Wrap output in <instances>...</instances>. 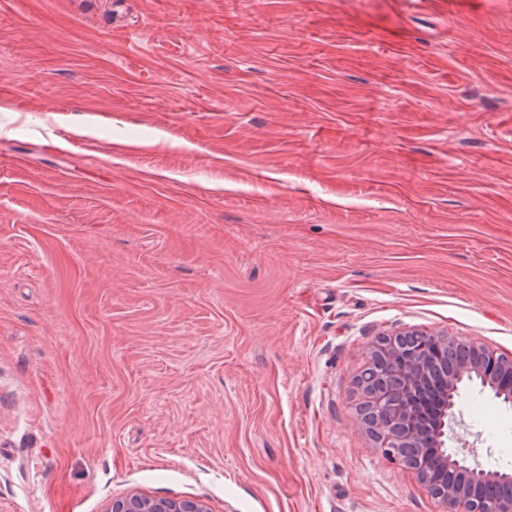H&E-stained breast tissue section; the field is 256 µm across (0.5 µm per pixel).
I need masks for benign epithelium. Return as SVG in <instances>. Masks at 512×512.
<instances>
[{
  "mask_svg": "<svg viewBox=\"0 0 512 512\" xmlns=\"http://www.w3.org/2000/svg\"><path fill=\"white\" fill-rule=\"evenodd\" d=\"M446 348L455 351L462 347L466 356L445 376L446 387L437 399V424L423 426L418 422L419 387L434 371V350ZM374 352L402 366L397 373V389L374 390L366 396L367 414L359 415V423L368 428L379 444V449L408 468L443 506V512H512V495L488 500L475 493V486L485 483H512V476L497 471H486L466 465L457 448H447V441L455 439L457 424L454 398L463 380L477 379L494 392V397L512 403V389L500 388L503 378L512 379V358L471 340L431 334L426 331H399L386 335ZM414 450L410 458L400 449ZM452 473L448 485L439 487L431 480L435 472ZM110 512H208L196 499L144 500L139 494H129L112 502Z\"/></svg>",
  "mask_w": 512,
  "mask_h": 512,
  "instance_id": "1",
  "label": "benign epithelium"
}]
</instances>
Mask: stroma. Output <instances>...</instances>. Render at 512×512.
<instances>
[{
    "instance_id": "obj_1",
    "label": "stroma",
    "mask_w": 512,
    "mask_h": 512,
    "mask_svg": "<svg viewBox=\"0 0 512 512\" xmlns=\"http://www.w3.org/2000/svg\"><path fill=\"white\" fill-rule=\"evenodd\" d=\"M411 329L512 358V0H0V512H441L356 424ZM110 512H208L206 506L196 499H160L145 501L139 494H129L112 502Z\"/></svg>"
}]
</instances>
